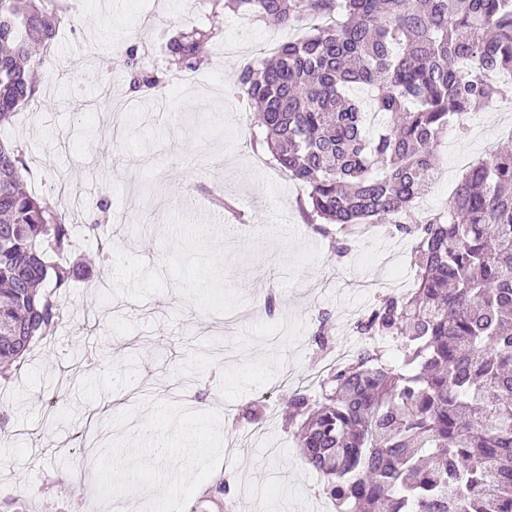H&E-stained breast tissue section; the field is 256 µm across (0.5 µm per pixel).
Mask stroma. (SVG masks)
<instances>
[{
	"label": "stroma",
	"instance_id": "1",
	"mask_svg": "<svg viewBox=\"0 0 512 512\" xmlns=\"http://www.w3.org/2000/svg\"><path fill=\"white\" fill-rule=\"evenodd\" d=\"M241 17L224 7L209 17L199 0H80L74 26L51 44L52 65L36 73L29 128L7 129L40 195L56 200L64 181L80 189L72 224L111 200L102 240L71 252L107 261L111 288L105 299L69 289L70 319L0 382V403L13 406L0 499L21 490L29 512H89L92 483L117 512H222L203 498L222 476L236 512H333L288 430V399L356 346L354 323L372 304L360 281L412 287V242L381 224L336 260L309 221L306 188L253 148V106L230 80L259 48L305 27L255 18L225 53ZM212 25L221 37L192 85L131 91L128 60L175 71L169 39ZM474 115L481 131L441 138L425 207L447 206L461 158L512 150V86ZM211 191L232 211L212 208ZM130 450L140 457L117 477L113 462Z\"/></svg>",
	"mask_w": 512,
	"mask_h": 512
}]
</instances>
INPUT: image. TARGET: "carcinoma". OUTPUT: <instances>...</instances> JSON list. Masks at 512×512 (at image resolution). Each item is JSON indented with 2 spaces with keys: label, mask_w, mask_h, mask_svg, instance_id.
<instances>
[{
  "label": "carcinoma",
  "mask_w": 512,
  "mask_h": 512,
  "mask_svg": "<svg viewBox=\"0 0 512 512\" xmlns=\"http://www.w3.org/2000/svg\"><path fill=\"white\" fill-rule=\"evenodd\" d=\"M305 34L233 74L275 165L308 189L309 217L336 227L395 225L413 240L414 288L379 297L357 332L375 340L329 369L317 397L295 391L288 414L301 454L336 512H512V153L477 161L448 213L412 222L435 151L464 117L504 91L512 72V0H228ZM66 0H0V129L38 88L31 48L49 44ZM213 33L169 50L193 69ZM170 78L137 66L130 88ZM351 85L375 91L392 123L364 135ZM28 166L0 139V366H21L66 318L60 292L108 273L67 258L68 212L27 190Z\"/></svg>",
  "instance_id": "cac0c4a2"
}]
</instances>
